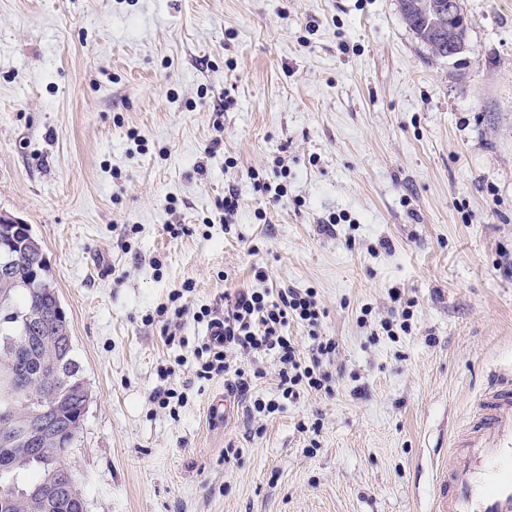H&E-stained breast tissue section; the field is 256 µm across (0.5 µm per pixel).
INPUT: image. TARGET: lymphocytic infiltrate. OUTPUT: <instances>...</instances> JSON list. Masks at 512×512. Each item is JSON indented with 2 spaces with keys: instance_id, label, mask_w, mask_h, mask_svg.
<instances>
[{
  "instance_id": "obj_1",
  "label": "lymphocytic infiltrate",
  "mask_w": 512,
  "mask_h": 512,
  "mask_svg": "<svg viewBox=\"0 0 512 512\" xmlns=\"http://www.w3.org/2000/svg\"><path fill=\"white\" fill-rule=\"evenodd\" d=\"M323 315L316 292L308 289L286 288L274 296L257 289L225 295L224 333L203 346L197 375L209 380L231 373L235 376L236 389L247 391L251 378L245 370L233 366L230 353L268 351L274 353L280 363L279 388L283 399L296 398L303 389H322L328 376L321 373L320 367L325 358L335 353V342L330 339L319 341L304 357L297 353L287 328L292 321L318 327Z\"/></svg>"
}]
</instances>
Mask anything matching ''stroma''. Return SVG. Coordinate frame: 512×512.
<instances>
[{
  "label": "stroma",
  "instance_id": "35a3bbf8",
  "mask_svg": "<svg viewBox=\"0 0 512 512\" xmlns=\"http://www.w3.org/2000/svg\"><path fill=\"white\" fill-rule=\"evenodd\" d=\"M461 4L467 48L437 60L399 0H0V215L40 241L90 390L86 512H434L451 425L512 368V0ZM279 168L272 204L247 173ZM240 288L313 289L317 331L288 334L336 351L328 390L256 418L278 362L243 357L219 425L234 385L198 379L193 314ZM395 290L412 330L389 336Z\"/></svg>",
  "mask_w": 512,
  "mask_h": 512
}]
</instances>
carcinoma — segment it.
Returning <instances> with one entry per match:
<instances>
[{
  "mask_svg": "<svg viewBox=\"0 0 512 512\" xmlns=\"http://www.w3.org/2000/svg\"><path fill=\"white\" fill-rule=\"evenodd\" d=\"M451 0H400V11L409 29L438 60L457 56L448 24ZM44 256L31 228L22 229L12 242L0 244V370L11 366L18 370L14 388L19 395L47 385L52 386L48 399L52 411L63 415H78L82 400L76 396L81 379L79 366L73 357V348L63 344L45 345L41 336H53L59 326L56 309L61 306L59 296L48 282ZM56 362L67 374L68 380L42 373L47 365ZM28 470L38 473L31 482L22 480ZM55 474L60 481H68L60 461L52 449L31 460L18 463V449L0 443V487L12 486L27 490L42 479ZM50 512H85V501L79 488L60 493Z\"/></svg>",
  "mask_w": 512,
  "mask_h": 512,
  "instance_id": "carcinoma-1",
  "label": "carcinoma"
}]
</instances>
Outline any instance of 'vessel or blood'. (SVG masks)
<instances>
[{
    "mask_svg": "<svg viewBox=\"0 0 512 512\" xmlns=\"http://www.w3.org/2000/svg\"><path fill=\"white\" fill-rule=\"evenodd\" d=\"M451 446L435 512H512V372L490 379Z\"/></svg>",
    "mask_w": 512,
    "mask_h": 512,
    "instance_id": "1",
    "label": "vessel or blood"
}]
</instances>
